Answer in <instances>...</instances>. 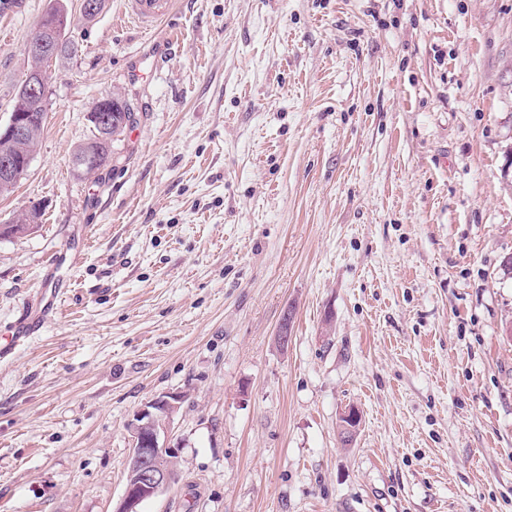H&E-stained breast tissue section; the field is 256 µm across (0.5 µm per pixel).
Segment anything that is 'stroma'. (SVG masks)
I'll return each mask as SVG.
<instances>
[{
    "mask_svg": "<svg viewBox=\"0 0 512 512\" xmlns=\"http://www.w3.org/2000/svg\"><path fill=\"white\" fill-rule=\"evenodd\" d=\"M67 4L0 195V225L41 210L0 237V346L63 300L0 357V512H115L168 392L142 512H512V0H175L152 58L126 0ZM48 6L0 0L1 124ZM109 96L134 121L76 175ZM57 297H53L52 300L47 302L39 311L32 314L30 312L28 326L25 330L18 331L15 336L12 335L13 342L18 345L24 342L41 324V322L53 312L58 310ZM180 396L168 394L148 401L128 423L132 437L125 491L115 512H141L144 502L174 481L178 446L170 443L171 422Z\"/></svg>",
    "mask_w": 512,
    "mask_h": 512,
    "instance_id": "35a3bbf8",
    "label": "stroma"
}]
</instances>
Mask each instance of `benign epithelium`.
Segmentation results:
<instances>
[{
    "label": "benign epithelium",
    "mask_w": 512,
    "mask_h": 512,
    "mask_svg": "<svg viewBox=\"0 0 512 512\" xmlns=\"http://www.w3.org/2000/svg\"><path fill=\"white\" fill-rule=\"evenodd\" d=\"M63 41L58 30L38 28L26 45L30 61L23 85L24 98L33 103L41 113L47 112V87L52 65L58 57ZM112 101L107 97L98 103L96 111L89 114L91 129L101 141L112 142ZM31 132L29 113L18 110L12 113L8 124L0 126V141L18 147L27 142ZM98 162L93 151L71 164L78 174L91 176L92 167ZM23 167L15 163L12 151L0 152V188L10 187L21 175ZM180 397L162 395L148 401L128 423L132 437L125 491L115 512H141L144 502L156 497L174 481L178 447L171 444V422L178 409Z\"/></svg>",
    "instance_id": "1"
}]
</instances>
